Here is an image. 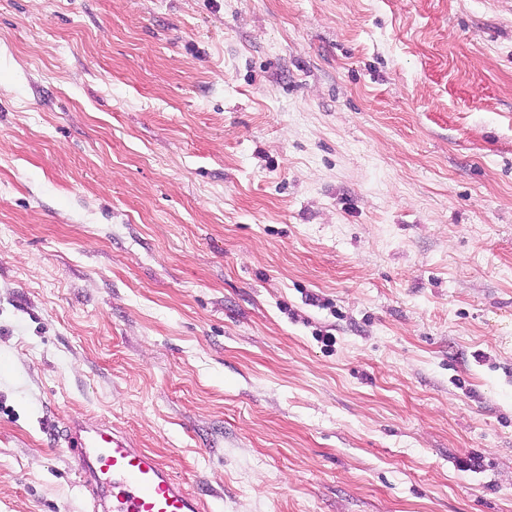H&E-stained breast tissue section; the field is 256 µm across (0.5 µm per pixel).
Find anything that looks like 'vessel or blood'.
<instances>
[{
    "instance_id": "vessel-or-blood-1",
    "label": "vessel or blood",
    "mask_w": 512,
    "mask_h": 512,
    "mask_svg": "<svg viewBox=\"0 0 512 512\" xmlns=\"http://www.w3.org/2000/svg\"><path fill=\"white\" fill-rule=\"evenodd\" d=\"M57 438L79 482L95 491L90 512H204L202 501L130 436L104 426L89 429L73 417Z\"/></svg>"
}]
</instances>
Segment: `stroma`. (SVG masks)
Wrapping results in <instances>:
<instances>
[{
    "label": "stroma",
    "instance_id": "stroma-1",
    "mask_svg": "<svg viewBox=\"0 0 512 512\" xmlns=\"http://www.w3.org/2000/svg\"><path fill=\"white\" fill-rule=\"evenodd\" d=\"M72 416L207 512H512V0H0V512H86Z\"/></svg>",
    "mask_w": 512,
    "mask_h": 512
}]
</instances>
